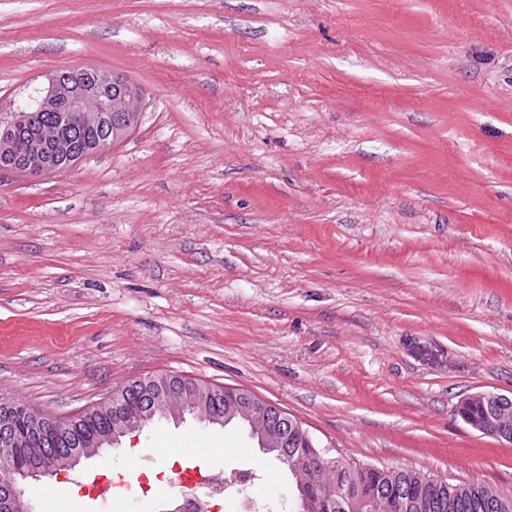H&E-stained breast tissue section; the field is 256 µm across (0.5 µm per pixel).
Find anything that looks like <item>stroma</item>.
<instances>
[{
    "label": "stroma",
    "instance_id": "obj_1",
    "mask_svg": "<svg viewBox=\"0 0 512 512\" xmlns=\"http://www.w3.org/2000/svg\"><path fill=\"white\" fill-rule=\"evenodd\" d=\"M71 66L145 107L74 168L0 175V393L66 417L158 374L243 388L333 455L512 498V444L456 412L512 393V0H0L1 106ZM193 465L297 510L245 427L190 415L24 489L165 512ZM141 473L171 493L85 489Z\"/></svg>",
    "mask_w": 512,
    "mask_h": 512
}]
</instances>
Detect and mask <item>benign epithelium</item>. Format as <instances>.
<instances>
[{
	"instance_id": "obj_1",
	"label": "benign epithelium",
	"mask_w": 512,
	"mask_h": 512,
	"mask_svg": "<svg viewBox=\"0 0 512 512\" xmlns=\"http://www.w3.org/2000/svg\"><path fill=\"white\" fill-rule=\"evenodd\" d=\"M100 81H110L114 90L112 95L104 96L97 85L90 84L77 73H54L49 77L46 92L37 102L39 112H62L67 121L80 123L96 122L102 129V137L96 144L97 150L110 147L112 127L123 123L126 113L143 110V99L135 92L131 84L117 76L115 72L97 73ZM27 130V150L21 161H16L15 133ZM70 168L77 163L75 152L63 127L52 131L35 124L34 114L25 110H13L0 113V174L22 172L29 176H47L63 171L58 161ZM238 397L249 408H262L277 427H288L293 432L310 438L309 432L298 419L291 417L281 408L256 397L248 391H236ZM480 398L487 404L481 425L474 430L483 435L494 437L512 444V395L481 391L470 395ZM52 453H47L43 462L27 471H16L9 466L0 467V482L12 489L5 503L8 512H32L30 502L20 488V482L32 478L38 480L53 474Z\"/></svg>"
}]
</instances>
